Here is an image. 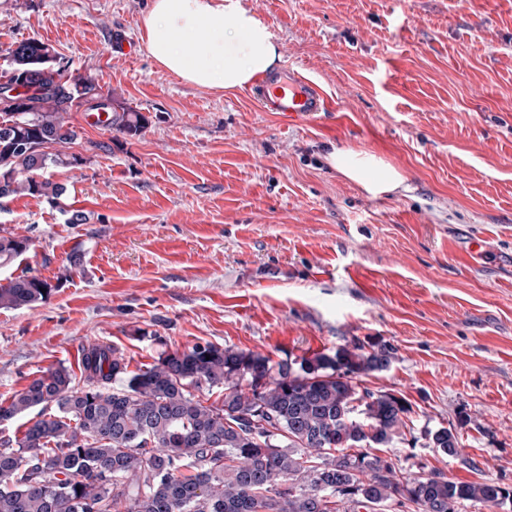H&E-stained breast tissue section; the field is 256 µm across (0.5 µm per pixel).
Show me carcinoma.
I'll list each match as a JSON object with an SVG mask.
<instances>
[{
  "mask_svg": "<svg viewBox=\"0 0 512 512\" xmlns=\"http://www.w3.org/2000/svg\"><path fill=\"white\" fill-rule=\"evenodd\" d=\"M8 85L28 92L0 105V200L66 193L34 174L82 164L49 151L78 139L68 112H105L108 128L130 137L148 125L35 38L9 47L0 73ZM28 249V238L0 235V266ZM54 288L36 275L12 278L0 285V308H32ZM392 358L385 344L345 346L301 359L291 375L286 358L206 343L133 372L116 348L93 345L81 358L83 387L58 366L0 404L1 422L38 410L22 436L0 438V512H374L388 502L406 512H460L466 502L494 504L492 481L405 477L369 452L402 435L410 407L354 379ZM214 388L224 392L220 405L197 396ZM432 439L458 455L453 429L440 427Z\"/></svg>",
  "mask_w": 512,
  "mask_h": 512,
  "instance_id": "carcinoma-1",
  "label": "carcinoma"
}]
</instances>
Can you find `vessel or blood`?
<instances>
[{"label": "vessel or blood", "mask_w": 512, "mask_h": 512, "mask_svg": "<svg viewBox=\"0 0 512 512\" xmlns=\"http://www.w3.org/2000/svg\"><path fill=\"white\" fill-rule=\"evenodd\" d=\"M253 95L264 111L281 112L293 119L309 118L326 108L315 84L289 69L260 76Z\"/></svg>", "instance_id": "obj_1"}]
</instances>
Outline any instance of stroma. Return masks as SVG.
<instances>
[{
	"instance_id": "1",
	"label": "stroma",
	"mask_w": 512,
	"mask_h": 512,
	"mask_svg": "<svg viewBox=\"0 0 512 512\" xmlns=\"http://www.w3.org/2000/svg\"><path fill=\"white\" fill-rule=\"evenodd\" d=\"M149 4L0 0V72L11 43L39 39L149 119L130 138L70 112L84 162L43 172L66 194L0 204V232L30 240L0 284L57 285L0 309V402L46 369L79 373L90 343L133 369L205 342L276 360L386 344L390 366L358 384L411 411L379 456L512 488V0H242L327 99L304 121L160 67ZM335 148L401 186L367 193ZM442 426L458 455L435 447ZM328 159L338 172L372 194L392 191L403 182L397 170L373 155L335 149L328 155ZM47 279L36 275H21L0 285V308H32L45 301L56 288ZM40 288L46 289L45 293ZM432 439L436 448H439L444 454L448 456L458 455L461 442L451 427L436 429L432 434Z\"/></svg>"
}]
</instances>
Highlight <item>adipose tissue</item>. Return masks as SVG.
I'll return each mask as SVG.
<instances>
[{
    "label": "adipose tissue",
    "mask_w": 512,
    "mask_h": 512,
    "mask_svg": "<svg viewBox=\"0 0 512 512\" xmlns=\"http://www.w3.org/2000/svg\"><path fill=\"white\" fill-rule=\"evenodd\" d=\"M142 39L150 56L185 81L226 91L273 70L279 50L268 25L241 0H151ZM331 165L367 192L397 188L401 174L375 156L333 150Z\"/></svg>",
    "instance_id": "adipose-tissue-1"
}]
</instances>
